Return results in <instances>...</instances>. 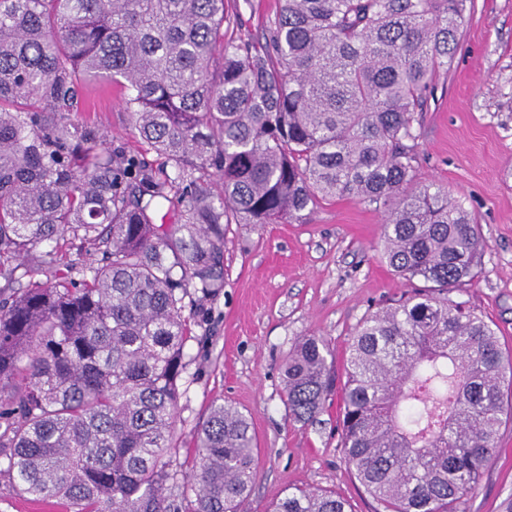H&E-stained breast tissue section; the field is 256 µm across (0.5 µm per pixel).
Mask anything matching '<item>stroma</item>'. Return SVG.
I'll use <instances>...</instances> for the list:
<instances>
[{
	"mask_svg": "<svg viewBox=\"0 0 512 512\" xmlns=\"http://www.w3.org/2000/svg\"><path fill=\"white\" fill-rule=\"evenodd\" d=\"M468 21L447 69L436 76L428 110L415 126L421 180L461 200L484 239L477 276L452 292L491 322L512 351V0H469ZM93 118L113 146L144 151L118 88L89 84ZM383 217L352 199L319 202L300 223L232 224L224 237V286L184 300L188 368L174 433V467L196 463L194 432L212 402L251 419L257 475L239 512H266L297 489L333 491L351 512H375L340 448V393L311 423L291 419L282 365L299 339L330 344V369L345 380V350L360 323L409 285L382 258ZM512 497V421L466 501V512H502ZM0 512H67L58 499L34 500L0 475Z\"/></svg>",
	"mask_w": 512,
	"mask_h": 512,
	"instance_id": "stroma-1",
	"label": "stroma"
}]
</instances>
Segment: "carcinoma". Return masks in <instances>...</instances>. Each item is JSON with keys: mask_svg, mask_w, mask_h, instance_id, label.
Segmentation results:
<instances>
[{"mask_svg": "<svg viewBox=\"0 0 512 512\" xmlns=\"http://www.w3.org/2000/svg\"><path fill=\"white\" fill-rule=\"evenodd\" d=\"M280 2L236 41L238 0H0V473L35 500L238 512L257 475L245 414L212 403L195 469L166 460L184 300L224 287L228 225L288 224L350 198L384 214V259L422 286L356 330L340 447L385 512H466L512 416V357L449 298L474 281L483 236L459 199L417 178L414 123L467 0ZM86 83L124 89L163 176L68 118L86 111ZM163 209L177 223H156ZM87 244L99 263L60 268ZM328 355L304 336L285 361L297 422L335 389ZM168 483L194 498L176 503ZM266 512L350 509L298 489Z\"/></svg>", "mask_w": 512, "mask_h": 512, "instance_id": "obj_1", "label": "carcinoma"}]
</instances>
